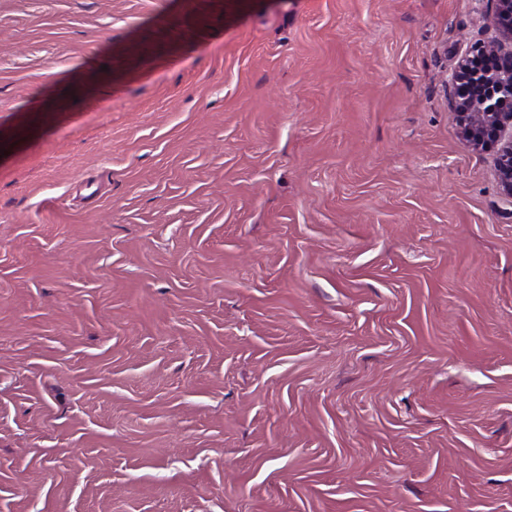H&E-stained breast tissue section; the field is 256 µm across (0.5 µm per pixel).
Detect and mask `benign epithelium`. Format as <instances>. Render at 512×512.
I'll use <instances>...</instances> for the list:
<instances>
[{"mask_svg": "<svg viewBox=\"0 0 512 512\" xmlns=\"http://www.w3.org/2000/svg\"><path fill=\"white\" fill-rule=\"evenodd\" d=\"M490 22L512 43V0H495ZM454 85L465 94V135L475 147H499L496 158L504 189L512 197V49L502 44L476 45L461 59Z\"/></svg>", "mask_w": 512, "mask_h": 512, "instance_id": "1", "label": "benign epithelium"}]
</instances>
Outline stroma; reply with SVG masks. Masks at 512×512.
<instances>
[{
	"label": "stroma",
	"instance_id": "1",
	"mask_svg": "<svg viewBox=\"0 0 512 512\" xmlns=\"http://www.w3.org/2000/svg\"><path fill=\"white\" fill-rule=\"evenodd\" d=\"M487 0H0V512H512Z\"/></svg>",
	"mask_w": 512,
	"mask_h": 512
}]
</instances>
